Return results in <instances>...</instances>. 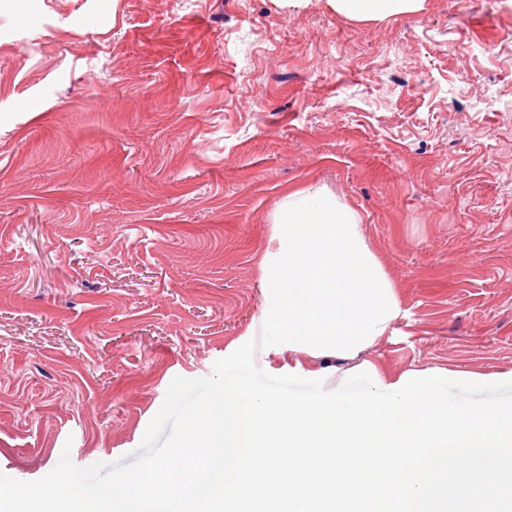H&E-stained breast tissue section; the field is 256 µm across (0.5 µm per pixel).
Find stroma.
I'll return each mask as SVG.
<instances>
[{"mask_svg":"<svg viewBox=\"0 0 512 512\" xmlns=\"http://www.w3.org/2000/svg\"><path fill=\"white\" fill-rule=\"evenodd\" d=\"M299 187L401 301L361 359L512 371V0H0V473L132 454L244 343ZM420 0H336L340 12L354 18L381 17L415 9Z\"/></svg>","mask_w":512,"mask_h":512,"instance_id":"stroma-1","label":"stroma"}]
</instances>
